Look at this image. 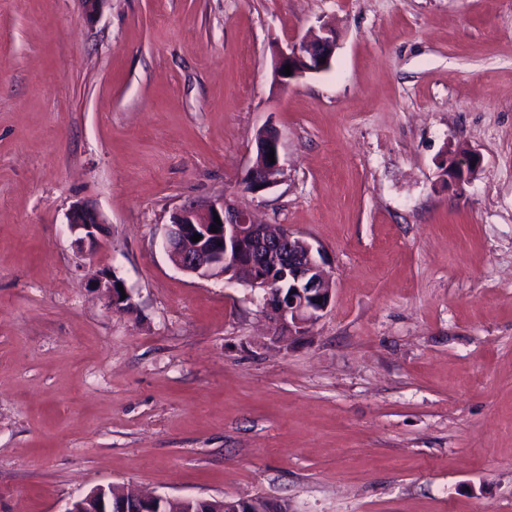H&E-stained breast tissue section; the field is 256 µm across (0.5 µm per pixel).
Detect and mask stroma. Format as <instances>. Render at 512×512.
I'll return each mask as SVG.
<instances>
[{
  "label": "stroma",
  "instance_id": "1",
  "mask_svg": "<svg viewBox=\"0 0 512 512\" xmlns=\"http://www.w3.org/2000/svg\"><path fill=\"white\" fill-rule=\"evenodd\" d=\"M324 23L330 69L277 87ZM267 125L284 170L247 193ZM221 197L320 249L305 335L170 261L172 212ZM78 201L108 223L90 258ZM110 483L512 512V0H0V512ZM118 283L123 285L126 294L122 299L121 292L118 290ZM99 296L104 300L106 306L115 313H128L133 310L132 296L124 281L110 270L100 272L98 281L95 285Z\"/></svg>",
  "mask_w": 512,
  "mask_h": 512
}]
</instances>
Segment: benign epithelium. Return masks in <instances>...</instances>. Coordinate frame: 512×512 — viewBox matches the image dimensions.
<instances>
[{"label":"benign epithelium","instance_id":"obj_1","mask_svg":"<svg viewBox=\"0 0 512 512\" xmlns=\"http://www.w3.org/2000/svg\"><path fill=\"white\" fill-rule=\"evenodd\" d=\"M336 49L335 32L322 26V35L292 41L276 52L274 82L286 87L309 73L326 71ZM291 66L292 74H284ZM274 153L270 163L268 153ZM480 157L465 153L453 161L448 176L456 169L474 171ZM283 171L279 133L272 126L261 129L257 138V156L249 169L244 191L253 193L276 182ZM221 225L211 231L214 216ZM74 234V245L82 255H89L105 237L106 221L94 207L74 204L67 215ZM201 239L192 241L194 234ZM171 262L181 271L209 278L217 268H224V279L243 284L262 293V313L270 321L277 339L302 335L328 309L333 297V281L319 259L320 251L311 243L284 227L259 224L252 213L222 197L207 202H189L176 210L164 240ZM122 279L109 270L100 272L95 285L99 296L114 313L133 310L130 291L120 292ZM107 486L100 485L84 496L68 501L61 512H110Z\"/></svg>","mask_w":512,"mask_h":512}]
</instances>
